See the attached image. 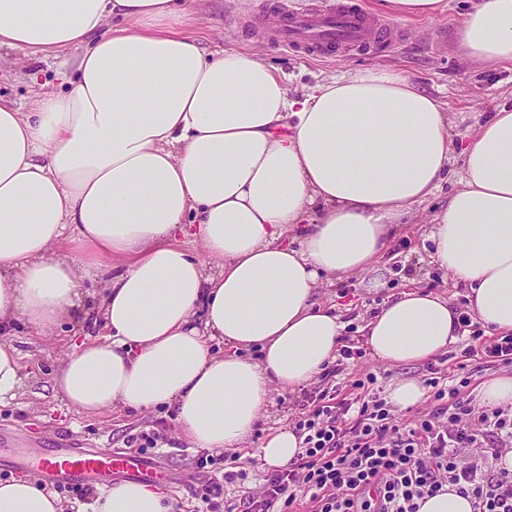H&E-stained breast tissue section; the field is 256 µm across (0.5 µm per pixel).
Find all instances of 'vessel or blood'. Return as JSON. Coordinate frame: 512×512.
<instances>
[{"label": "vessel or blood", "mask_w": 512, "mask_h": 512, "mask_svg": "<svg viewBox=\"0 0 512 512\" xmlns=\"http://www.w3.org/2000/svg\"><path fill=\"white\" fill-rule=\"evenodd\" d=\"M276 18L273 45L292 52L320 56L336 52L375 54L396 47L397 34L374 19L359 0H273ZM36 471L53 484L83 483L108 489L118 477L155 482L160 474L143 456L88 448H52Z\"/></svg>", "instance_id": "b4317fda"}]
</instances>
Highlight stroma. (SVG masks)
<instances>
[{
    "label": "stroma",
    "instance_id": "obj_1",
    "mask_svg": "<svg viewBox=\"0 0 512 512\" xmlns=\"http://www.w3.org/2000/svg\"><path fill=\"white\" fill-rule=\"evenodd\" d=\"M443 2V9L433 16L394 19V26L402 34L398 48L376 55L335 54L317 58L271 47L269 30L261 20L268 0H187L193 18L189 32L202 47L208 50L238 49L254 55L287 75L291 96H300L309 86L357 67H390L440 98L456 122L455 134L462 139L469 134L476 119L488 116L502 106L512 108V65L489 68L463 57L458 43L463 19L472 0ZM61 84L58 60H45L21 50L0 48V97L22 107L38 91H57ZM461 174L462 159L460 155H452L448 183L430 200L413 207L386 256L390 272L385 287L364 288L361 277L356 276L319 288V299L336 306L345 324V335L350 337L353 347L362 349L363 355L344 360L341 370L329 379L317 377L285 393L272 390L258 427L247 441L253 454L241 460L249 479L242 487L224 484L223 494L216 500L215 512H225V501L238 498L242 491H259L268 468L255 456L254 450L270 431L288 426L305 395L329 383L345 397L353 380L371 374L377 378L376 389L385 395L392 381L399 378L426 381L431 368L443 367L446 360L458 353L459 347L454 344L430 363L392 367L365 352L359 329L365 318L379 311L391 296L414 285L442 293L451 299L455 308L467 310L466 289L456 287L448 272L432 263L426 247L427 221L446 206L453 183ZM82 281L90 296L79 323L63 321L48 336L37 335L21 320L14 325L10 340L20 353L23 378L15 397L0 401V432L21 437V455L9 457L7 464L0 467V479L31 472L32 459L44 449L65 443L106 451H141L170 474L171 480L162 490L172 504L189 508L191 512L198 505L194 493L199 486L211 481L222 482L223 451L199 448L181 438L171 407L140 412L116 406L102 415L88 416L66 404L53 387V376L71 345L98 340L105 335L102 315L94 300L95 294L101 291L102 282L87 275ZM149 435L157 436V447L145 448V438Z\"/></svg>",
    "mask_w": 512,
    "mask_h": 512
}]
</instances>
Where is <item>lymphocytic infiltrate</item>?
Instances as JSON below:
<instances>
[{
	"instance_id": "lymphocytic-infiltrate-1",
	"label": "lymphocytic infiltrate",
	"mask_w": 512,
	"mask_h": 512,
	"mask_svg": "<svg viewBox=\"0 0 512 512\" xmlns=\"http://www.w3.org/2000/svg\"><path fill=\"white\" fill-rule=\"evenodd\" d=\"M474 359L511 365L512 333L467 336L458 384L428 378L436 407L406 424L373 393L358 405L332 387L306 397L291 419L297 456L234 503L235 512H418L420 500L447 486L473 512H512V469L503 462L512 452V407L463 397Z\"/></svg>"
}]
</instances>
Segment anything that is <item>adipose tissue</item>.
I'll return each instance as SVG.
<instances>
[{"mask_svg": "<svg viewBox=\"0 0 512 512\" xmlns=\"http://www.w3.org/2000/svg\"><path fill=\"white\" fill-rule=\"evenodd\" d=\"M189 21L185 0H0V47L78 53L67 93L0 99V400L22 382L15 321L47 336L78 315L84 269L103 279L108 336L66 354L53 378L66 403L91 416L169 405L196 447H242L272 389L310 382L338 353L343 324L320 285L384 286L390 242L455 152L462 176L429 219L432 261L480 323L512 332V109L459 145L442 103L395 70H352L293 98L252 56L202 49ZM461 43L471 59L512 62V0H476ZM458 318L448 297L413 287L363 333L376 359L410 366L456 342ZM211 336L233 353L212 354ZM252 346L260 360L242 356ZM298 451L280 428L257 454L279 469ZM89 510L170 506L126 481ZM0 512L65 506L22 477L0 481Z\"/></svg>", "mask_w": 512, "mask_h": 512, "instance_id": "obj_1", "label": "adipose tissue"}]
</instances>
